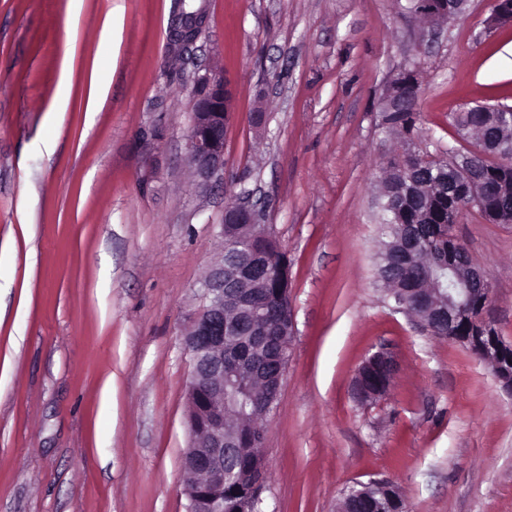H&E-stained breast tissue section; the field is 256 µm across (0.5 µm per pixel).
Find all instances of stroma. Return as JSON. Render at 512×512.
Listing matches in <instances>:
<instances>
[{
  "label": "stroma",
  "instance_id": "stroma-1",
  "mask_svg": "<svg viewBox=\"0 0 512 512\" xmlns=\"http://www.w3.org/2000/svg\"><path fill=\"white\" fill-rule=\"evenodd\" d=\"M66 5L0 0V512H186L183 339L242 189L288 256L295 323L261 512H336L385 478L405 512H512V389L386 296L374 221L400 150L378 108L393 74L418 72L417 146L468 150L454 115L512 105V24L489 29L490 0L442 24L406 0ZM198 7L205 32L172 59ZM205 68L232 118L204 192L186 139ZM453 233L512 344V224L471 209ZM383 346L394 381L361 403L355 373ZM357 486L358 487H351L349 490L344 492L338 512H356L352 510L353 502L357 499L364 498L371 490H382L385 493V499H387L388 502L390 501V504L398 500V489L392 481H371L366 484H357Z\"/></svg>",
  "mask_w": 512,
  "mask_h": 512
}]
</instances>
